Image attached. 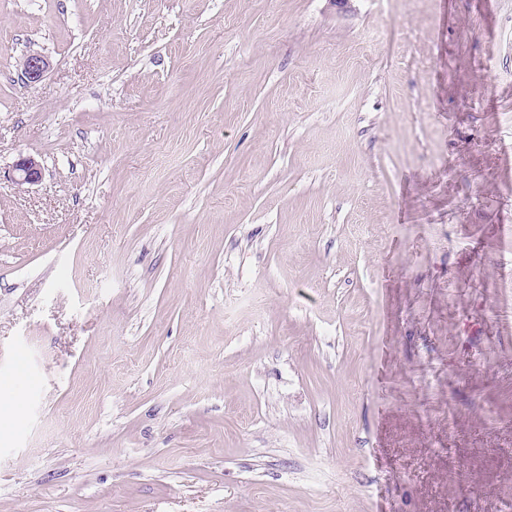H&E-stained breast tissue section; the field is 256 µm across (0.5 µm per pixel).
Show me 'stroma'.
<instances>
[{"mask_svg": "<svg viewBox=\"0 0 512 512\" xmlns=\"http://www.w3.org/2000/svg\"><path fill=\"white\" fill-rule=\"evenodd\" d=\"M0 512H512V0H0ZM18 65L26 82L35 85L50 71L52 62L42 53H29L19 59ZM12 178L18 186L38 183L42 178L40 161L32 155L21 156L13 166Z\"/></svg>", "mask_w": 512, "mask_h": 512, "instance_id": "35a3bbf8", "label": "stroma"}]
</instances>
